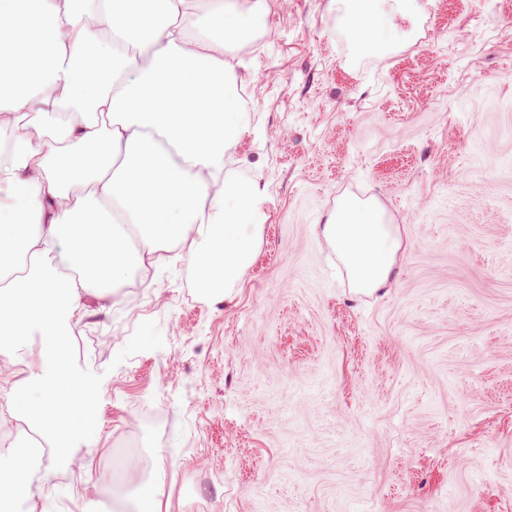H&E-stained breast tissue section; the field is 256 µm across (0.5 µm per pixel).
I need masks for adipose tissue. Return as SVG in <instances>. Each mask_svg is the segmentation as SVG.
<instances>
[{"instance_id":"1","label":"adipose tissue","mask_w":512,"mask_h":512,"mask_svg":"<svg viewBox=\"0 0 512 512\" xmlns=\"http://www.w3.org/2000/svg\"><path fill=\"white\" fill-rule=\"evenodd\" d=\"M359 50L384 46L381 0H336ZM267 0H0V356L38 366L0 411L56 457L96 435L94 385L69 353L86 296L116 300L165 243L195 241L203 297L251 264L257 181L225 172L248 114L224 55ZM118 45L104 43L106 31ZM322 233L356 291L386 287L399 242L374 200L340 198ZM0 510L30 496L27 452L0 448Z\"/></svg>"}]
</instances>
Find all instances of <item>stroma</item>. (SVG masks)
I'll list each match as a JSON object with an SVG mask.
<instances>
[{
  "instance_id": "obj_1",
  "label": "stroma",
  "mask_w": 512,
  "mask_h": 512,
  "mask_svg": "<svg viewBox=\"0 0 512 512\" xmlns=\"http://www.w3.org/2000/svg\"><path fill=\"white\" fill-rule=\"evenodd\" d=\"M224 57L250 105L253 260L204 299L189 246L91 300L98 434L36 512H512V0H419L358 52L333 0H268ZM376 200L401 248L354 292L321 233Z\"/></svg>"
}]
</instances>
